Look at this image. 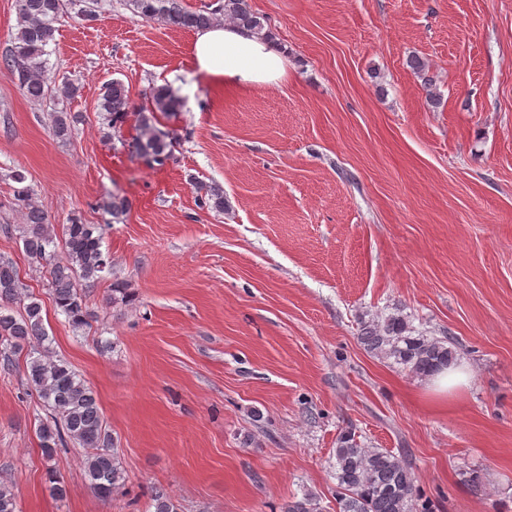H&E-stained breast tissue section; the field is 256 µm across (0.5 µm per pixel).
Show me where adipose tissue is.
Returning <instances> with one entry per match:
<instances>
[{"instance_id":"adipose-tissue-1","label":"adipose tissue","mask_w":512,"mask_h":512,"mask_svg":"<svg viewBox=\"0 0 512 512\" xmlns=\"http://www.w3.org/2000/svg\"><path fill=\"white\" fill-rule=\"evenodd\" d=\"M192 59L199 72L231 88L275 84L287 75V61L272 43L227 23L196 33Z\"/></svg>"}]
</instances>
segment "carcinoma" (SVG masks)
<instances>
[{
	"label": "carcinoma",
	"instance_id": "obj_1",
	"mask_svg": "<svg viewBox=\"0 0 512 512\" xmlns=\"http://www.w3.org/2000/svg\"><path fill=\"white\" fill-rule=\"evenodd\" d=\"M134 13L147 21L198 30L221 22L246 27L266 39L272 38L264 17L256 14L249 0H215L202 9H189L182 0H127ZM101 0H17L18 25L3 64L17 81L25 97L41 102L56 96L72 100L81 86L66 79L52 83L47 67L48 47L55 41L56 23L74 12L85 22L97 20ZM409 67L428 90L427 103H437L431 93L433 79L428 64L419 57ZM148 105L138 111L139 135L132 148L148 163L162 166L172 156L176 133L156 126V114L178 111L179 99L167 84L154 85L145 93ZM99 109L115 133L121 132L131 112L129 91L119 80L101 89ZM79 114L57 111L52 116L53 135L67 140ZM11 178L15 206L21 213L22 248L28 259L47 274L49 294L58 309L75 328L89 325L91 313L83 289L90 288L112 267L102 249L98 227L72 216L61 225V233L34 200V189L24 171L16 169ZM199 207L216 213L226 209L224 189L216 184L195 183ZM112 218L120 219L130 208L119 194L100 203ZM42 306L30 299L17 268L0 260V369L18 367L17 355L26 353L27 390L38 399L45 416L39 418L38 437L43 455L50 458L59 448L71 445L87 450L84 466L93 493L104 502L124 486L125 476L117 443L104 420L97 396L87 382L45 345ZM361 343L368 350L394 361L410 372L432 376L455 364L457 350L443 340L412 335L400 316L362 328ZM334 464L336 501L339 512H429L430 502L416 485L412 468L391 451L366 448L351 433L340 438ZM154 512H177L170 495L157 488L152 496ZM0 512H18L13 487L0 482Z\"/></svg>",
	"mask_w": 512,
	"mask_h": 512
}]
</instances>
